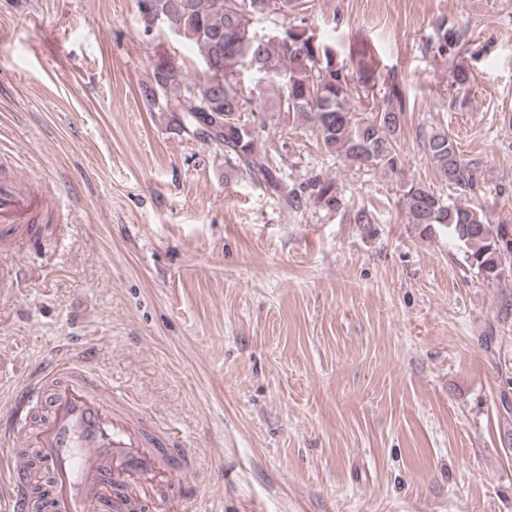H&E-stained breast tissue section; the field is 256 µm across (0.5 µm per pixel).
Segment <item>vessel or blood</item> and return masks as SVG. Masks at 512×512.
Segmentation results:
<instances>
[{
  "mask_svg": "<svg viewBox=\"0 0 512 512\" xmlns=\"http://www.w3.org/2000/svg\"><path fill=\"white\" fill-rule=\"evenodd\" d=\"M60 212L55 191L24 190L17 179H0V288L13 287L21 271L20 242L34 216ZM48 405L49 416L32 428V410ZM0 437L36 449L49 475L47 493L33 496L27 466L0 469L11 488L0 512H179L190 467L181 438L150 431L143 418L86 358L54 361L34 373L15 397Z\"/></svg>",
  "mask_w": 512,
  "mask_h": 512,
  "instance_id": "vessel-or-blood-1",
  "label": "vessel or blood"
}]
</instances>
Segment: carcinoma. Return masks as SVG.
Returning <instances> with one entry per match:
<instances>
[{
	"instance_id": "obj_1",
	"label": "carcinoma",
	"mask_w": 512,
	"mask_h": 512,
	"mask_svg": "<svg viewBox=\"0 0 512 512\" xmlns=\"http://www.w3.org/2000/svg\"><path fill=\"white\" fill-rule=\"evenodd\" d=\"M311 0H139L142 35L168 28L151 26L153 18L172 17L177 36L197 48L203 78L186 82L181 65L172 60L151 61V82L145 96L172 116L174 130L197 136L195 114L204 110L218 131L208 140L224 147V153L242 164L245 175L285 193L290 204H300L302 193L288 188L277 167L257 151L266 129L264 110L254 107L253 123L242 122L241 112L254 103L237 87L240 68L249 67L282 85L278 111L318 129L327 153L342 156L361 169L394 171L399 166L398 135L410 102L401 83L392 79L383 88L382 104L367 120L355 119L347 101L355 93L369 92L378 84L371 64L372 53L364 47L356 53L357 68L339 65L333 50L306 34L304 23ZM272 14L282 24L278 39L250 31L251 20ZM462 49L461 37L448 23L438 24L436 50L441 56ZM426 153L442 181L463 195L476 197L480 186L477 167L461 158L455 141L445 132L431 133ZM304 189L321 207L338 211L343 197L336 183L318 175ZM410 223L423 228L444 225L448 236L464 249L469 267L488 280H499L512 261V226L490 224L479 206L455 205L421 184H410L404 195Z\"/></svg>"
}]
</instances>
